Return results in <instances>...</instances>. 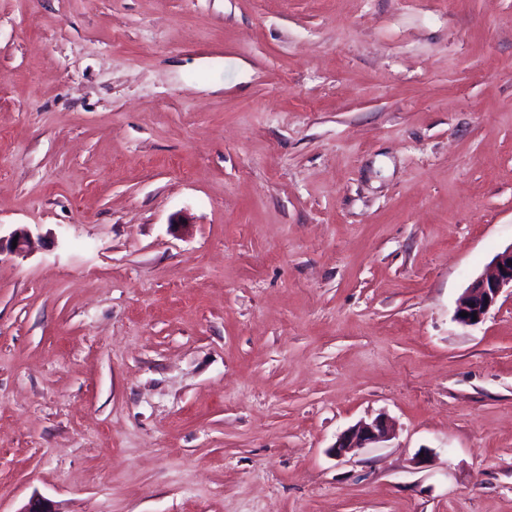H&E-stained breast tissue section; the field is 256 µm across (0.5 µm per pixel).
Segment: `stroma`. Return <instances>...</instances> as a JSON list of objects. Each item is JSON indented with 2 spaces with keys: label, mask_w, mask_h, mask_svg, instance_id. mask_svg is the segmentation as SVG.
<instances>
[{
  "label": "stroma",
  "mask_w": 512,
  "mask_h": 512,
  "mask_svg": "<svg viewBox=\"0 0 512 512\" xmlns=\"http://www.w3.org/2000/svg\"><path fill=\"white\" fill-rule=\"evenodd\" d=\"M19 227L0 512H512V0H0ZM506 290L512 294V244L494 257L490 272L475 277L465 288L458 300L455 319L464 326L482 323ZM462 312L468 316H460ZM473 314L477 316L476 321ZM391 436V426L382 417L370 422L360 421L337 438L331 451L336 457H342L350 448L377 446L390 440Z\"/></svg>",
  "instance_id": "1"
}]
</instances>
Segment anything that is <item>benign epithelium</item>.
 Listing matches in <instances>:
<instances>
[{
  "label": "benign epithelium",
  "instance_id": "benign-epithelium-1",
  "mask_svg": "<svg viewBox=\"0 0 512 512\" xmlns=\"http://www.w3.org/2000/svg\"><path fill=\"white\" fill-rule=\"evenodd\" d=\"M7 243L10 252L21 255L31 249L33 239L28 229L18 228L11 233ZM506 290L512 291V244L494 257L490 272L475 277L465 288L458 300L455 319L464 326L482 323ZM462 312L468 316H460ZM391 436V426L382 417L370 422L360 421L337 438L331 451L341 457L351 448L377 446L390 440Z\"/></svg>",
  "mask_w": 512,
  "mask_h": 512
}]
</instances>
